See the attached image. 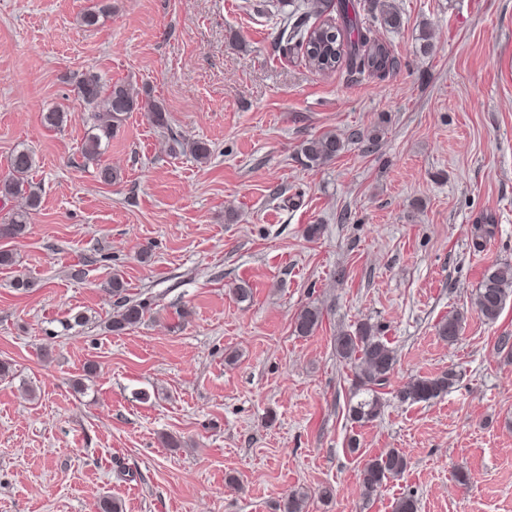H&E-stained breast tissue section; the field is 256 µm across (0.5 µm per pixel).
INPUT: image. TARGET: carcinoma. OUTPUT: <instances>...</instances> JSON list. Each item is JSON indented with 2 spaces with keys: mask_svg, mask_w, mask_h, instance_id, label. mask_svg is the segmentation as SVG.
I'll use <instances>...</instances> for the list:
<instances>
[{
  "mask_svg": "<svg viewBox=\"0 0 512 512\" xmlns=\"http://www.w3.org/2000/svg\"><path fill=\"white\" fill-rule=\"evenodd\" d=\"M350 0H339V20L346 31L358 28L357 17L350 16ZM339 28L328 22L308 27V15L298 16L289 30L282 32L285 43H294L295 50L319 71L333 70L342 58ZM348 66L354 74L369 73L385 76L395 67V58L388 46L365 33H358V39L350 43ZM78 100L88 109L87 135L81 153L83 158L97 166V178L104 184L119 180V174L107 164L100 163L102 143L112 139L127 117L145 109L153 125L159 129L168 126L167 114L157 102H146L123 83L104 86L102 79L94 72L81 77L76 83ZM346 143L336 134L327 132L307 142L302 153L307 165L319 166L335 159L344 151ZM35 166L32 150L22 147L10 157L8 171L0 176V201L7 202L16 197L25 199L24 206L13 209L0 222L1 239H19L28 232L29 215L37 209L41 196L38 187L29 181V174ZM108 290L116 297L118 309L108 323V329L121 333L132 329L145 320L149 308L144 302H133L125 296L126 282L115 273L108 282ZM512 298V263L505 261L488 267L480 282L475 298V310L485 322L498 320L508 299ZM322 323V311L316 305L303 307L294 320V332L298 336H309ZM464 314L456 312L442 320L437 327L440 338L452 345L461 335ZM334 350L339 360L354 369L353 396L355 404L349 407L350 419L355 423H369L380 417L382 402L378 389L386 385L393 375L397 363V351L379 335L378 329L364 322L353 331H342L334 337ZM457 381L453 370L433 377H416L407 382L398 392L402 401L426 402L445 393ZM406 456L389 449L377 456L366 459L361 469V483L365 494L380 488L385 481L403 474L407 468ZM308 496L294 490L285 495L279 503V512H306Z\"/></svg>",
  "mask_w": 512,
  "mask_h": 512,
  "instance_id": "obj_1",
  "label": "carcinoma"
}]
</instances>
